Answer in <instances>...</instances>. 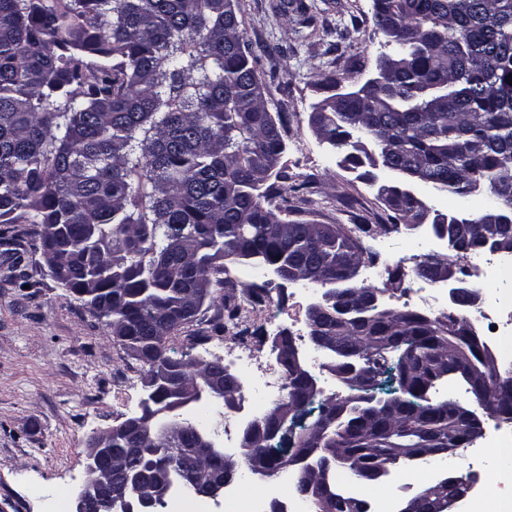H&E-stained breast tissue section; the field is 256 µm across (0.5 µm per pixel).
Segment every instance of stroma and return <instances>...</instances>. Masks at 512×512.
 Here are the masks:
<instances>
[{"instance_id": "1", "label": "stroma", "mask_w": 512, "mask_h": 512, "mask_svg": "<svg viewBox=\"0 0 512 512\" xmlns=\"http://www.w3.org/2000/svg\"><path fill=\"white\" fill-rule=\"evenodd\" d=\"M276 0H236L240 29L253 47L257 73L266 85L269 112L286 118L284 160L289 173L309 179L311 204L299 219L318 224H382L387 210L375 186L341 168L340 156L319 140L309 124L316 103L328 92L318 83L334 72L336 89H357L385 52L373 23V0H314L310 26L277 13ZM347 39H339L340 31ZM380 253L377 269L362 267L359 282L384 288L395 306L387 269L399 257L420 253L429 240L401 230L362 239ZM20 264H12L0 243V512H54L56 498L74 501L84 479L90 436L138 413L146 396V369L113 340L79 301L48 276L43 257L24 235L15 243ZM32 286L17 287L19 274ZM315 290L272 287L277 319L261 326L263 354L275 360L272 341L280 328L307 329V308ZM133 373L136 387L121 381Z\"/></svg>"}]
</instances>
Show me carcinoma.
I'll list each match as a JSON object with an SVG mask.
<instances>
[{
	"instance_id": "1",
	"label": "carcinoma",
	"mask_w": 512,
	"mask_h": 512,
	"mask_svg": "<svg viewBox=\"0 0 512 512\" xmlns=\"http://www.w3.org/2000/svg\"><path fill=\"white\" fill-rule=\"evenodd\" d=\"M377 29L398 50L369 91L360 87L324 103L322 135L341 165L361 168L360 139L372 141L396 171H416L421 189L462 199L485 194L484 220L512 209V0H375ZM256 55L240 30L234 0H0V224H27L43 254L67 261L50 277L78 296L88 275L99 279L104 302L80 299L105 328L126 326L127 346L146 349L158 369L176 360L194 382L198 360L170 354L173 335L207 323L216 332L249 335L242 313L268 299L266 285L242 290L228 265L268 270L305 266L301 283L326 293L344 279L343 260L363 247L359 234L400 230L414 201L383 185L388 224H319L293 220L289 198L307 203L309 181L271 159L284 153L283 116L267 114ZM461 253L484 251L475 224H450ZM376 287L350 289L357 316L325 304L313 319L334 342L330 373L365 353L373 373L421 364V387L450 371L437 354L461 367L469 392L486 386L498 364L464 318L472 294L455 313L431 317L414 310L392 318L374 305ZM197 310L182 319L189 294ZM215 315L201 317L207 297ZM294 408L287 432L305 429L308 406L320 413L338 398L303 390L307 368L283 366ZM375 387L349 380L351 405L320 441L312 430L295 451L329 448L339 472L367 473L412 464L424 448L428 463L458 452L464 424L452 408L398 398L376 414L361 408ZM187 435L137 455L132 471L160 461L191 463L190 448L208 435L196 415L179 419ZM285 439L243 448L242 467L256 459L275 466ZM470 478L448 476L415 512H437L458 501ZM306 499L316 512H356L359 501L317 488Z\"/></svg>"
}]
</instances>
